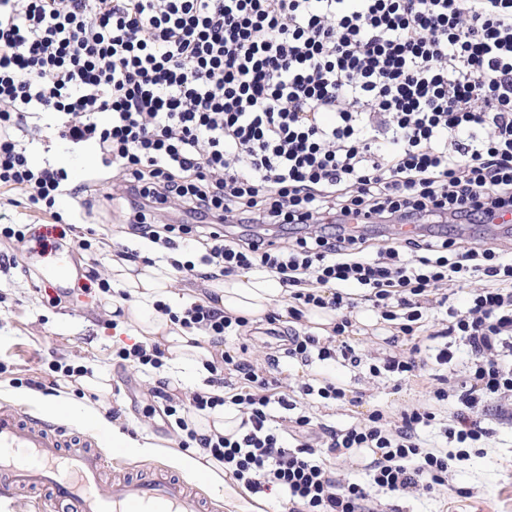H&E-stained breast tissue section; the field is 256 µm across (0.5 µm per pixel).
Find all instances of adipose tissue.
<instances>
[{
	"label": "adipose tissue",
	"instance_id": "ef3b65f1",
	"mask_svg": "<svg viewBox=\"0 0 512 512\" xmlns=\"http://www.w3.org/2000/svg\"><path fill=\"white\" fill-rule=\"evenodd\" d=\"M170 279L161 265H136L124 260L112 262V286L115 294L112 306L122 309L124 321L134 326L133 339L138 343L158 345L176 362L200 366L213 361L217 347L210 337L190 332L174 324L168 316L157 312L156 303H168L174 298L169 288ZM210 295H217L218 308L233 316L259 318L278 307L285 295L277 279L267 274L242 272L210 285ZM210 295L201 296V303H208ZM14 400L37 405L49 412L65 413L71 418L92 423L97 429L112 434V445L126 449L140 458H165L187 474L204 479L217 494H226L243 502L246 512H265L263 499L253 497L239 487L204 449L182 452L161 442L144 437L135 439L120 428L112 427L103 408L91 404L75 403L67 389H60L51 397H38L25 391L13 392Z\"/></svg>",
	"mask_w": 512,
	"mask_h": 512
}]
</instances>
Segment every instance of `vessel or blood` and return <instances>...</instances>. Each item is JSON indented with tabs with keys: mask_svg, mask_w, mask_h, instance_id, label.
Returning <instances> with one entry per match:
<instances>
[{
	"mask_svg": "<svg viewBox=\"0 0 512 512\" xmlns=\"http://www.w3.org/2000/svg\"><path fill=\"white\" fill-rule=\"evenodd\" d=\"M106 464L93 441L73 443L64 425L0 404V499L48 488L68 512H198L189 479L153 466L145 475L108 483Z\"/></svg>",
	"mask_w": 512,
	"mask_h": 512,
	"instance_id": "1",
	"label": "vessel or blood"
}]
</instances>
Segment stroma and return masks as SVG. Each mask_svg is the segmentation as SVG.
Returning a JSON list of instances; mask_svg holds the SVG:
<instances>
[{"instance_id":"1","label":"stroma","mask_w":512,"mask_h":512,"mask_svg":"<svg viewBox=\"0 0 512 512\" xmlns=\"http://www.w3.org/2000/svg\"><path fill=\"white\" fill-rule=\"evenodd\" d=\"M31 159L37 165L46 159L55 162L77 184L101 170L94 150L58 142L36 145ZM59 210L64 220L74 219L81 228L93 229L90 249H81L70 236L31 254L20 252L15 244L0 243V256H13L19 262L10 274L0 273V403L5 400L4 390L28 389L33 380L43 383V395H52V382L64 380L62 367H78L108 377L111 391L104 401L116 410L115 422L127 435L178 445L180 430L154 413L150 390L156 379L164 378L174 397L188 400L200 388L195 371L167 360L156 369L120 361L115 352L132 345V326L121 327L113 320L108 294L83 291L89 265H97L103 278H111L112 249L129 247L153 259L162 256V249L124 233V219L116 206L104 202L86 210L67 200ZM267 327L266 320H258L251 332H234L222 344L229 351L247 348L249 356L260 362L279 357L272 375L284 392L309 379L325 378L365 394L355 405L310 408L313 423L342 428L362 421L375 409L396 413L428 401V385L422 380L404 382L389 373L378 378L369 375L371 364L381 363L395 349H409L407 338L393 346L388 342L389 330L362 324L349 338L362 358L360 366L340 359L308 365L285 358L283 345L269 335ZM485 425L491 428V436L470 449L467 460L455 464L447 493L384 494L380 500L387 512H512V424L490 416Z\"/></svg>"}]
</instances>
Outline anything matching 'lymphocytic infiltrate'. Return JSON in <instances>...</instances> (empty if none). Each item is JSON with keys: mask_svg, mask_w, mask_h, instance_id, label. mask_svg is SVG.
<instances>
[{"mask_svg": "<svg viewBox=\"0 0 512 512\" xmlns=\"http://www.w3.org/2000/svg\"><path fill=\"white\" fill-rule=\"evenodd\" d=\"M46 114L56 120L44 126ZM24 131L92 147L110 176L76 184L65 168L32 165ZM2 188L57 224L63 199L118 202L132 235L205 248L200 261L172 260L176 271L270 274L297 323L335 311L328 336L292 331L291 359L360 365L347 337L361 301L403 335L429 328L434 356L415 345L369 373L437 381L430 405L376 409L349 427L310 430L266 367L239 353L209 366L222 388L234 373L231 397L196 392L180 405L166 382L152 387L183 446L209 451L251 493L282 490L288 512H384L378 492L444 491L452 462L489 437L488 404L512 421V254L430 231L512 212V0H0ZM383 223L415 232L368 253L366 229ZM288 225L303 235L277 236ZM474 277L485 288L449 306L444 286ZM158 310L219 339L246 323L196 302ZM462 346L451 454L420 431L453 395L443 369ZM228 402L245 413L236 434L192 426ZM275 406L290 411L287 430L270 426ZM289 432L304 442L289 446ZM363 448L366 483L328 467Z\"/></svg>", "mask_w": 512, "mask_h": 512, "instance_id": "1", "label": "lymphocytic infiltrate"}]
</instances>
